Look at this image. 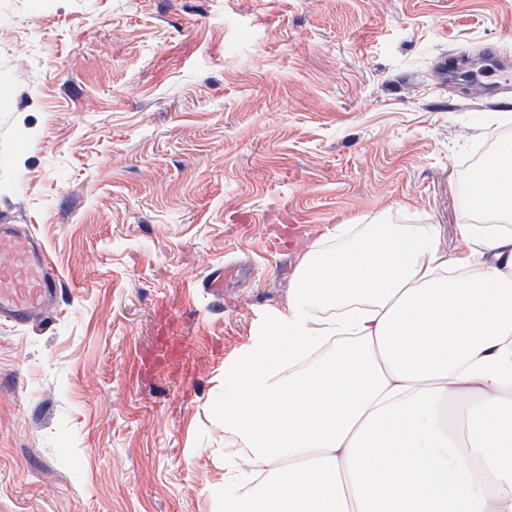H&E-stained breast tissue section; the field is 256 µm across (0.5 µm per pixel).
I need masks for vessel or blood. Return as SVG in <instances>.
Returning <instances> with one entry per match:
<instances>
[{
  "mask_svg": "<svg viewBox=\"0 0 512 512\" xmlns=\"http://www.w3.org/2000/svg\"><path fill=\"white\" fill-rule=\"evenodd\" d=\"M53 261L29 229L0 224V317L22 324L49 302Z\"/></svg>",
  "mask_w": 512,
  "mask_h": 512,
  "instance_id": "vessel-or-blood-1",
  "label": "vessel or blood"
}]
</instances>
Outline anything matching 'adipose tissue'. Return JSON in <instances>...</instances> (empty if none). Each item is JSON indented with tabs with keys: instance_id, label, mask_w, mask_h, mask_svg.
<instances>
[{
	"instance_id": "obj_1",
	"label": "adipose tissue",
	"mask_w": 512,
	"mask_h": 512,
	"mask_svg": "<svg viewBox=\"0 0 512 512\" xmlns=\"http://www.w3.org/2000/svg\"><path fill=\"white\" fill-rule=\"evenodd\" d=\"M475 181L494 221L464 259L435 224L308 246L224 367L221 512H512V148Z\"/></svg>"
}]
</instances>
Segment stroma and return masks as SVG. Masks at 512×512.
I'll use <instances>...</instances> for the list:
<instances>
[{
    "label": "stroma",
    "instance_id": "stroma-1",
    "mask_svg": "<svg viewBox=\"0 0 512 512\" xmlns=\"http://www.w3.org/2000/svg\"><path fill=\"white\" fill-rule=\"evenodd\" d=\"M512 0H0V223L62 288L0 322V512H217L224 365L335 224H437L512 131ZM224 273L222 296L205 286Z\"/></svg>",
    "mask_w": 512,
    "mask_h": 512
}]
</instances>
